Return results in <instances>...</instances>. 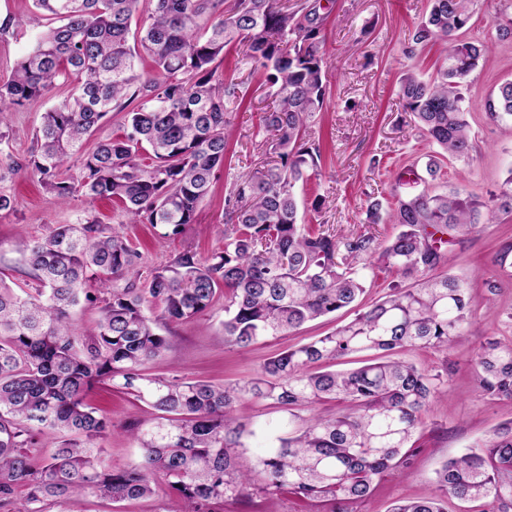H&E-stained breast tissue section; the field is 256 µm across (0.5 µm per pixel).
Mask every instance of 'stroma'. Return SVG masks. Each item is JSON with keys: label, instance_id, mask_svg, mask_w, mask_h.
Here are the masks:
<instances>
[{"label": "stroma", "instance_id": "35a3bbf8", "mask_svg": "<svg viewBox=\"0 0 512 512\" xmlns=\"http://www.w3.org/2000/svg\"><path fill=\"white\" fill-rule=\"evenodd\" d=\"M316 2L322 5L326 33L320 52L334 78L313 125L321 147L318 174L296 186L302 223L339 237L369 233L387 239L396 233V225L366 223L368 204L376 199L391 203L396 195L410 192L411 184L397 182V174L424 169L434 154L440 170L429 190L442 193L462 187L482 200L498 191L512 175V121L490 120L484 102L501 82L512 80V38L497 39L494 27L495 21L512 18V0H476L469 27L460 33L464 39L495 41L463 91L462 107L474 138V149L466 158L439 156L437 146L405 114L399 97L403 74L411 70L432 80L444 61L438 44L414 48L410 57L405 54L413 28L429 10V0H288L287 5L296 9ZM8 18L12 28L0 32V83L10 79L25 50L21 29L48 25L32 0H0V22ZM244 54V46L233 43L214 63L217 80L244 82L247 108L232 116L224 166L200 206L197 224L178 236L167 234L161 225L129 224L112 202L81 194L59 202L21 170L0 181V192L14 199L13 210L0 212V278L12 288H30L33 272L18 250L19 238L44 236L55 225L73 224L89 214L123 233L131 249L139 252L138 267L145 276L180 251L192 250L205 258L222 250L224 199L233 181L259 166L268 154L265 138L258 133L268 88L264 75L244 64ZM71 88V82H57L44 97L11 112L10 141L0 152L16 159L27 156L43 113ZM506 250L512 251V213L499 214L482 232L455 237L449 244L453 273L474 283L471 325L450 350L413 351L409 357L418 366L441 373L451 392L434 399L424 413L407 474H385L373 496L354 504L352 512H388L393 502L431 497L435 472L444 462L484 443L500 424L512 420V400L483 395L473 379V360L481 344L512 335V280L504 281L494 262ZM488 280L500 281V288L488 291L484 286ZM347 319V314L339 313L287 336L266 338L245 349L229 348L224 344V297L219 294L205 315L163 328L169 348L163 358L148 363L145 372L230 386L260 372L276 351L331 332ZM86 401L103 409L112 421L102 443L106 462L115 467L138 462L141 452L126 435L124 424L134 415L150 416L148 404L107 384L94 387ZM237 409L252 418L251 432L243 437L247 458L276 446L288 427L289 415L278 406L243 399ZM177 508L176 499L160 481L150 497L113 503L86 495L72 501L67 512H176Z\"/></svg>", "mask_w": 512, "mask_h": 512}]
</instances>
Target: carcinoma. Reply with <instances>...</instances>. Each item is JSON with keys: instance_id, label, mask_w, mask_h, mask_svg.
<instances>
[{"instance_id": "1", "label": "carcinoma", "mask_w": 512, "mask_h": 512, "mask_svg": "<svg viewBox=\"0 0 512 512\" xmlns=\"http://www.w3.org/2000/svg\"><path fill=\"white\" fill-rule=\"evenodd\" d=\"M473 0H430L416 26L415 46L440 41L447 65L429 82L413 74L399 96L410 120L450 157L474 149L463 87L487 55L485 39L459 31ZM33 0L51 20L35 33L12 78L0 84V145L9 141L8 112L73 78L72 92L43 115L27 157L0 156V181L26 170L65 200L77 193L108 199L128 223L160 224L179 235L198 223L199 207L224 166L228 114L241 105L237 83L214 81V61L233 42L247 46L252 70L266 74L272 106L261 116L273 160L233 183L224 201V249L202 259L185 250L151 270L145 286L135 253L121 232L85 216L59 224L19 247L36 284L17 293L0 279V509L45 512L73 498L96 495L114 503L151 494L164 480L181 503L177 512H224V500L264 498L274 505L286 488L331 512L370 497L381 477L407 468L422 415L448 395V383L402 356L446 351L468 331L471 284L445 267L447 240L478 231L499 212H512V176L481 201L463 189L400 196L392 206L372 201L369 224H396L383 242L361 233L338 239L299 223L295 187L317 172L320 151L306 133L323 107L332 78L320 55L323 19L313 6L290 10L279 0ZM156 75L138 71L128 44L132 21ZM494 120H512V80L484 104ZM110 112L124 113L123 134L85 149ZM81 157L79 177L60 175ZM373 266L411 281L359 306L364 270ZM121 279L122 288L115 287ZM224 297V344L246 348L260 338L286 336L347 308L355 317L335 331L285 348L261 372L230 388L148 376L168 338L158 322L194 320ZM100 305L97 331L80 336L71 310ZM162 307L151 316L153 305ZM381 356L349 370H313L317 363L361 352ZM479 390L512 400V336L490 339L474 360ZM147 400L150 417H133L124 431L142 460L123 468L105 463L98 440L111 419L85 403L97 384ZM248 398L288 411L323 399L343 409L321 414L278 438V446L245 464L249 418L236 409ZM58 435L55 453L33 463L39 436ZM436 494L397 501L389 512H448V500L481 503L480 512H512V421L481 446L442 464ZM25 497L16 500L18 488Z\"/></svg>"}]
</instances>
